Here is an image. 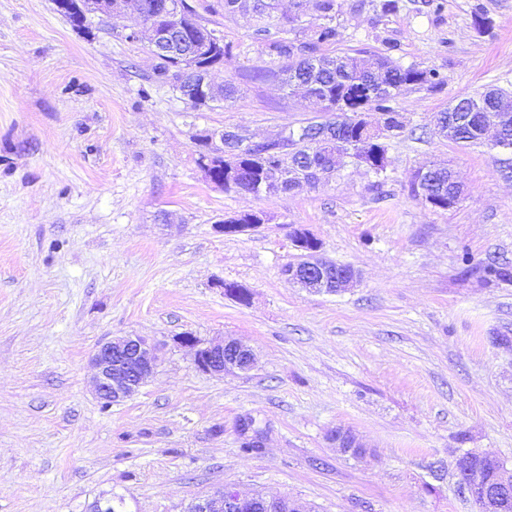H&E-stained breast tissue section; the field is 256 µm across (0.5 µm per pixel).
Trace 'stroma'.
<instances>
[{
	"instance_id": "35a3bbf8",
	"label": "stroma",
	"mask_w": 512,
	"mask_h": 512,
	"mask_svg": "<svg viewBox=\"0 0 512 512\" xmlns=\"http://www.w3.org/2000/svg\"><path fill=\"white\" fill-rule=\"evenodd\" d=\"M188 2L232 46L212 76L242 88L232 104L192 108L105 15L80 28L55 0H0V512H91L113 497L127 512H187L227 486L307 512H475L458 458L492 455L512 475V154L432 128L451 102L512 91V0L387 12L337 0L327 53L388 52L442 83L397 95L405 127L384 173L349 166L258 196L206 181L196 134L259 141L330 115L255 81L282 60L250 15ZM434 162L463 187L446 210L410 193ZM259 211L246 232L215 229ZM297 227L357 283L328 294L283 277ZM489 264L508 280L486 279ZM186 334L237 338L257 364L202 372ZM130 335L150 338L160 365L102 404L90 356ZM339 428L363 457L337 451Z\"/></svg>"
}]
</instances>
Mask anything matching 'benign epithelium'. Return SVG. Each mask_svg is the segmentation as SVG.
Wrapping results in <instances>:
<instances>
[{
	"mask_svg": "<svg viewBox=\"0 0 512 512\" xmlns=\"http://www.w3.org/2000/svg\"><path fill=\"white\" fill-rule=\"evenodd\" d=\"M151 29L148 46L152 54L161 57L169 53L170 34L158 30L153 21H141V25L130 28L128 37L139 40L142 28ZM191 83L199 98L205 100L218 97L219 89L209 79V73L191 72ZM512 119V99L501 98L493 109L481 110L483 125L482 137L494 147L508 152L512 150V139L508 137V119ZM239 138V132L229 130L219 133L211 140L216 154L224 157V172L227 182L234 183L240 175L239 151L233 143ZM307 171L297 169L294 172L284 170L269 173L265 180L264 191L276 194L284 182L293 177L301 187H307ZM291 243L300 251V260L288 264L284 276L301 287L321 292L328 291L333 284L342 291L356 279L351 270L336 276L334 263L320 256L321 245L306 231L296 228L291 235ZM180 344L195 349V363L198 369L213 375L247 372L255 363L252 350L241 341L224 337L202 342L191 335L179 338ZM91 362L95 370L93 381L97 397L105 404L123 401L134 396L142 384L154 374L158 367L156 348L141 336H120L97 345ZM331 441L344 454H361L364 445L354 433L347 429H338ZM460 485L468 497L484 505L494 500L512 496V478L503 474V464L496 458L475 452L459 457L457 462ZM190 512H307L299 502L288 498L267 499L257 494L242 493L234 487H224L218 495L207 497L190 507Z\"/></svg>",
	"mask_w": 512,
	"mask_h": 512,
	"instance_id": "benign-epithelium-1",
	"label": "benign epithelium"
}]
</instances>
